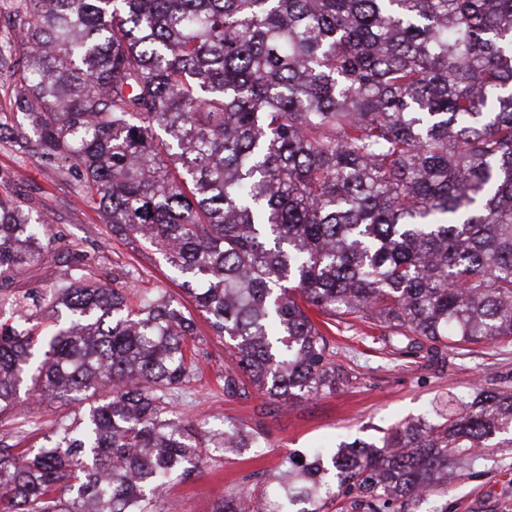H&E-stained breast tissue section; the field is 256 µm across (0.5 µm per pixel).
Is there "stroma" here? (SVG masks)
Wrapping results in <instances>:
<instances>
[{
  "label": "stroma",
  "instance_id": "stroma-1",
  "mask_svg": "<svg viewBox=\"0 0 512 512\" xmlns=\"http://www.w3.org/2000/svg\"><path fill=\"white\" fill-rule=\"evenodd\" d=\"M0 197L25 202L46 213L54 241L38 263L16 277L13 289L26 291L59 277L84 253L103 255L102 271L130 267L141 288L178 292L160 254L139 242L115 235L97 205L79 201L74 178L37 158L19 159L0 141ZM197 334L209 354L203 375L187 390L183 409L200 421L224 417L248 421L255 395H224V344L213 335L204 316L196 318ZM332 362L346 381L336 392L271 409L264 417L268 444L259 454L226 455L211 461L202 475L172 485L165 505L169 512H213L218 501L241 478L254 471L277 472L297 449L333 448L356 438L373 441L398 422L431 413L448 397L467 400L477 384L512 387V344L483 343L449 353L447 364L432 362L426 350L401 349L395 337L364 325L333 327L329 335ZM417 512H512V447L495 449L479 462L470 478L448 491L426 497Z\"/></svg>",
  "mask_w": 512,
  "mask_h": 512
}]
</instances>
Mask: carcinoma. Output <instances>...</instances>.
I'll return each mask as SVG.
<instances>
[{
	"label": "carcinoma",
	"instance_id": "1",
	"mask_svg": "<svg viewBox=\"0 0 512 512\" xmlns=\"http://www.w3.org/2000/svg\"><path fill=\"white\" fill-rule=\"evenodd\" d=\"M0 67L14 151L76 173L112 232L166 258L230 356L245 424L179 409L208 357L181 298L85 256L9 289L50 243L0 198V417L72 415L0 448V512H166L216 453L266 447L270 406L336 391L330 322L457 351L512 343V0H14ZM512 447V390L481 386L378 441L286 457L214 512H395ZM13 80V78L8 79L0 75V119L2 122L11 120L13 112L16 111L19 89ZM70 411L71 410L68 409V407H65L55 401H45L41 405H37L33 412H29L26 407L19 406L15 413V418L8 420L2 419V422H0V439L2 438L4 442L10 445H14L19 442L22 439V436L26 434L16 433L14 423L21 420L22 417H27L37 421L40 431L27 441L16 446V448H26L28 445L35 442V438L39 434L48 433L53 430L61 420V417Z\"/></svg>",
	"mask_w": 512,
	"mask_h": 512
}]
</instances>
